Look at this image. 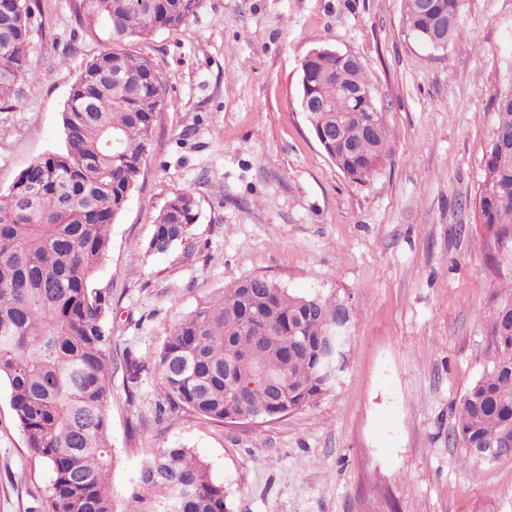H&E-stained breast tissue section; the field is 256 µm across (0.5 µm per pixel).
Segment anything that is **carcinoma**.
Instances as JSON below:
<instances>
[{"label": "carcinoma", "instance_id": "cac0c4a2", "mask_svg": "<svg viewBox=\"0 0 512 512\" xmlns=\"http://www.w3.org/2000/svg\"><path fill=\"white\" fill-rule=\"evenodd\" d=\"M465 0H440L443 15L406 19L439 51L462 35ZM199 0H85L87 18L107 25L112 47L93 58L62 111L64 143L24 169L0 194V385L24 445L48 474L38 512H229L224 483L191 448H165L139 471L134 506L118 509L109 486L114 458L107 321L112 305L97 285L111 248L110 229L132 194L154 134L164 87L153 63L122 44L155 30L177 31ZM30 0H0V103L29 78ZM372 87L363 66L342 69L336 54L312 50L302 61L300 97L320 95L305 118L323 151L347 177L375 173L389 153L377 100L355 101L336 86ZM495 139L483 159L479 205L496 238H512V99L496 100ZM339 131V139L325 138ZM198 219L189 192L173 194L156 218L147 251L183 245ZM342 299L290 294L261 275L240 278L177 322L156 355L164 399L222 423L226 415L288 411L316 404L335 385V370L316 353ZM493 352L460 400L454 439L464 457L493 446L512 457V299L491 316Z\"/></svg>", "mask_w": 512, "mask_h": 512}]
</instances>
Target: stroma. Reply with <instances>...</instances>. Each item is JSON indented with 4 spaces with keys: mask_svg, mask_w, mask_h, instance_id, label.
Instances as JSON below:
<instances>
[{
    "mask_svg": "<svg viewBox=\"0 0 512 512\" xmlns=\"http://www.w3.org/2000/svg\"><path fill=\"white\" fill-rule=\"evenodd\" d=\"M82 0H39L27 65L0 108V193L62 143L61 113L110 45ZM406 0H200L176 32L125 49L165 87L141 175L112 225L97 279L112 301V495L126 506L157 451L183 445L230 490L231 512H512V458L465 464L455 410L492 352L494 299L512 298V241L481 222L494 97L512 87V0H466L463 35L426 47ZM356 55L391 151L355 182L300 108L301 62ZM198 204L187 245L146 252L167 199ZM263 275L351 307L354 349L317 404L219 424L160 412L155 356L175 323L231 282ZM35 470L0 387V512H30Z\"/></svg>",
    "mask_w": 512,
    "mask_h": 512,
    "instance_id": "35a3bbf8",
    "label": "stroma"
}]
</instances>
